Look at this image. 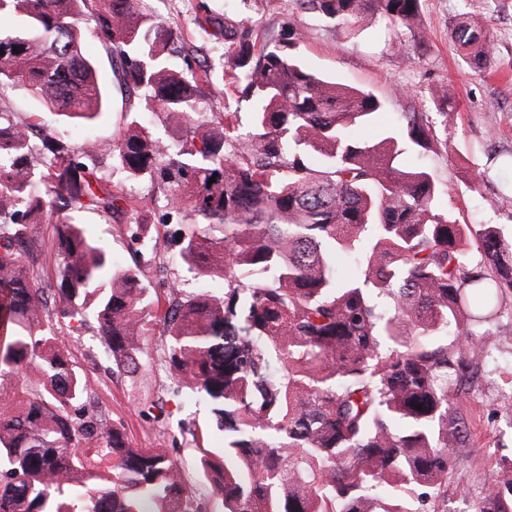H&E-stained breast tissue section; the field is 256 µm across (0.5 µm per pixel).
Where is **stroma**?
I'll list each match as a JSON object with an SVG mask.
<instances>
[{
	"mask_svg": "<svg viewBox=\"0 0 512 512\" xmlns=\"http://www.w3.org/2000/svg\"><path fill=\"white\" fill-rule=\"evenodd\" d=\"M202 1L217 21L250 25L267 47L290 44L310 69L377 95L384 109L375 124L360 129V136H375L379 129L394 125L401 113L422 111L429 88L449 85L456 100V115L445 131L449 149L428 154L425 160L440 187L439 204L459 223L498 224L505 233H512V0H421L420 17L411 27L393 28L378 21L361 26L353 38L318 13L301 10L296 0H140L144 16L183 30L185 41L171 48L169 58L188 73L220 64L213 37L197 26ZM463 15L481 25L491 45L484 69L464 68L461 51L450 37ZM84 48L108 85L109 111L99 124L72 129L71 136L82 155L100 157L101 172L112 188L149 201L153 222H160L166 207L156 184L128 180L99 151L102 142L119 132L126 113L136 109L140 94L119 85L111 55L93 31H86ZM199 110L209 118L226 110L238 113L245 127L253 100L243 84L213 82L202 85ZM83 221L114 260L124 266L138 265L148 286L162 278L180 283L189 292L208 290L218 295L224 290L223 279L200 278L184 266L168 263L165 247L136 255L130 225L109 224L93 213L85 214ZM149 342L152 362L131 381L113 374L111 363L97 358L91 335L67 339L73 363L97 393L102 410L124 425L132 446L175 449L195 496L206 497L209 485L194 466L197 449L182 427L193 424L206 431L204 446L210 450L223 447L224 440L208 406L171 395L172 382L161 361L164 337L155 334ZM476 363L477 373L455 400V412L464 419L467 436L456 448L448 474L445 512H472L496 470L489 449L512 448V429L498 404L500 392L512 388V294L505 296L501 316L485 337ZM158 397L165 400L163 423L144 421L140 403ZM480 448L486 449V456H477Z\"/></svg>",
	"mask_w": 512,
	"mask_h": 512,
	"instance_id": "stroma-1",
	"label": "stroma"
}]
</instances>
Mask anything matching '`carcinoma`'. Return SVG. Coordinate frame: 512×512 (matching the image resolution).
<instances>
[{
    "label": "carcinoma",
    "instance_id": "1",
    "mask_svg": "<svg viewBox=\"0 0 512 512\" xmlns=\"http://www.w3.org/2000/svg\"><path fill=\"white\" fill-rule=\"evenodd\" d=\"M297 2L352 36L373 19L409 26L421 0ZM89 23L120 83L141 92L104 154L129 179L157 183L178 259L223 278L224 294L148 288L139 269L116 264L80 216L125 217L149 244L148 206L110 188L52 130L32 155L0 109V387L17 390L0 402V512H210L173 453L132 447L98 407L64 326L92 333L99 356L131 376L161 328L173 392L207 403L224 432L223 455L205 449L198 460L223 512H437L466 433L453 383L512 292V234L458 223L431 173L401 161L448 141L422 112L356 137L383 103L283 46L256 47L248 27L224 36L220 56L257 102L249 128L235 112L220 125L200 119V85L224 74L170 65L178 34L141 17L137 0H0V83L26 90L59 125L95 124L109 93L83 49ZM451 37L469 67L486 65L481 27L462 18ZM429 101L448 126V86ZM145 113L185 141L157 137ZM42 224L54 225L48 241ZM341 257L354 268L344 279ZM473 512H512V451Z\"/></svg>",
    "mask_w": 512,
    "mask_h": 512
}]
</instances>
